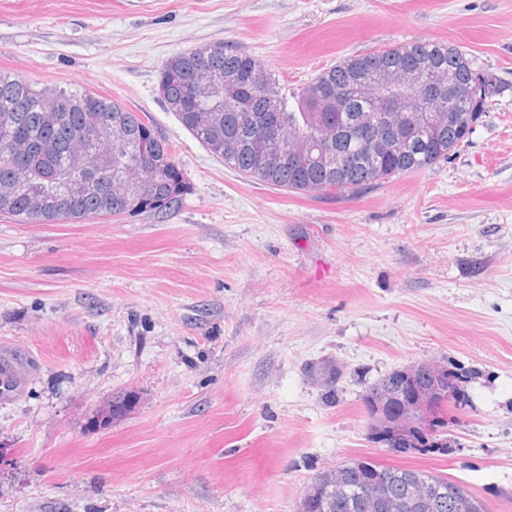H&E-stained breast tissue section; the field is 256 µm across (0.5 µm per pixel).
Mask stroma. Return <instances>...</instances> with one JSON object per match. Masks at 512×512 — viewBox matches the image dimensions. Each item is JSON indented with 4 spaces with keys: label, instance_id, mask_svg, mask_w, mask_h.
I'll use <instances>...</instances> for the list:
<instances>
[{
    "label": "stroma",
    "instance_id": "stroma-1",
    "mask_svg": "<svg viewBox=\"0 0 512 512\" xmlns=\"http://www.w3.org/2000/svg\"><path fill=\"white\" fill-rule=\"evenodd\" d=\"M219 41L288 92L415 41L512 83V0H0L1 70L149 113L188 181L160 216L0 215V355L20 378L0 397V512H299L349 459L512 512V92L446 162L288 192L225 166L161 100L162 63ZM431 362L468 376L447 452L374 442L369 389Z\"/></svg>",
    "mask_w": 512,
    "mask_h": 512
}]
</instances>
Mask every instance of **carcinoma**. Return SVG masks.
<instances>
[{
	"label": "carcinoma",
	"mask_w": 512,
	"mask_h": 512,
	"mask_svg": "<svg viewBox=\"0 0 512 512\" xmlns=\"http://www.w3.org/2000/svg\"><path fill=\"white\" fill-rule=\"evenodd\" d=\"M478 69L475 56L451 43L398 44L345 56L289 97L258 59L223 41L167 58L159 93L181 125L242 176L289 192L353 195L446 161L469 142L467 125L512 89L486 73L491 90L468 98L466 87ZM450 72L456 76L452 87ZM253 116L272 119L299 167L260 150ZM91 123L99 135L85 143L79 134ZM144 182L148 193L126 195ZM187 188L180 163L148 113L87 91L38 89L0 70V213L44 224L125 213L155 216L175 206ZM465 380L456 369L425 363L385 376L365 397L373 440L384 436L398 452L447 451L436 440L448 427V412L433 416V432L425 433L401 412L404 396L412 386L437 393L451 381L456 405L465 407ZM328 474L314 478L300 512L320 504ZM340 474L344 489L376 480L385 491L380 508L351 512H419L396 507L416 483L443 499L429 512H454L448 506L453 493L473 512H487L460 485L417 470L355 460L343 464Z\"/></svg>",
	"instance_id": "obj_1"
}]
</instances>
